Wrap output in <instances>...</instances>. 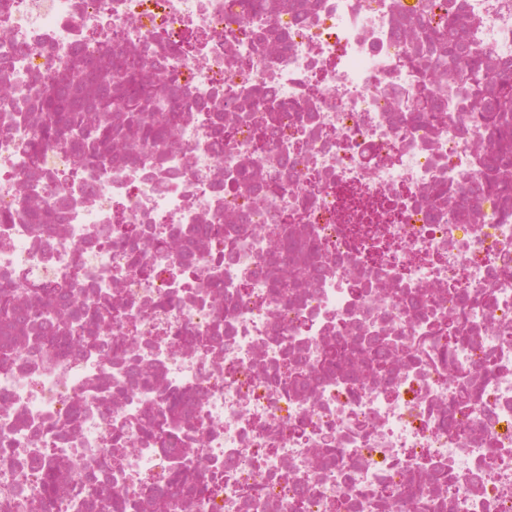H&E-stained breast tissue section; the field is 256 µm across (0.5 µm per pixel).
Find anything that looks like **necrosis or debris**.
<instances>
[{
	"label": "necrosis or debris",
	"instance_id": "obj_1",
	"mask_svg": "<svg viewBox=\"0 0 512 512\" xmlns=\"http://www.w3.org/2000/svg\"><path fill=\"white\" fill-rule=\"evenodd\" d=\"M258 2L0 0V281L31 313L0 319V512H512V194L484 165L512 120L423 79L449 13L512 76V0ZM117 54L165 67L174 135L133 149L116 112L108 161L30 158L38 89ZM350 187L379 203L359 239ZM375 346L390 379L323 370Z\"/></svg>",
	"mask_w": 512,
	"mask_h": 512
}]
</instances>
